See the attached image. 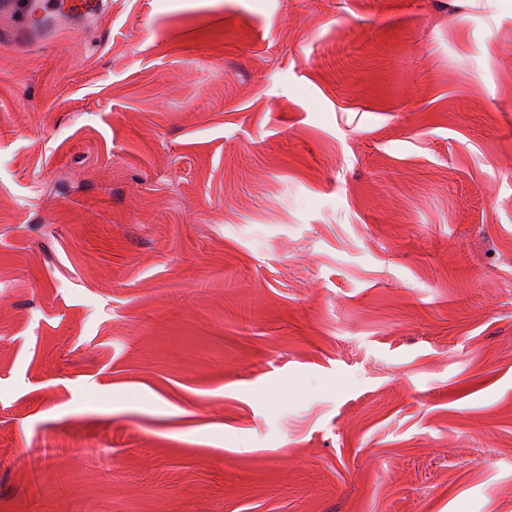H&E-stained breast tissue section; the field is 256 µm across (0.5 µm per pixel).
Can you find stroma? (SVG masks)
I'll return each mask as SVG.
<instances>
[{
  "label": "stroma",
  "instance_id": "stroma-1",
  "mask_svg": "<svg viewBox=\"0 0 512 512\" xmlns=\"http://www.w3.org/2000/svg\"><path fill=\"white\" fill-rule=\"evenodd\" d=\"M0 512H512V0L0 46Z\"/></svg>",
  "mask_w": 512,
  "mask_h": 512
}]
</instances>
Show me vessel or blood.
<instances>
[{"label": "vessel or blood", "instance_id": "obj_1", "mask_svg": "<svg viewBox=\"0 0 512 512\" xmlns=\"http://www.w3.org/2000/svg\"><path fill=\"white\" fill-rule=\"evenodd\" d=\"M101 11V0H0V13L12 20L11 41L35 32L47 36L62 24L89 22Z\"/></svg>", "mask_w": 512, "mask_h": 512}]
</instances>
